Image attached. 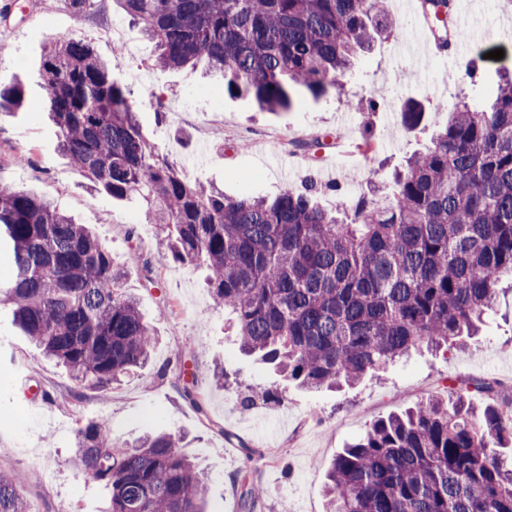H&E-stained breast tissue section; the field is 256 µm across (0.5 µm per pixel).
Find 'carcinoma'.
<instances>
[{"mask_svg": "<svg viewBox=\"0 0 512 512\" xmlns=\"http://www.w3.org/2000/svg\"><path fill=\"white\" fill-rule=\"evenodd\" d=\"M155 43L164 71L206 61L224 91L267 111L289 110L295 87L335 85L356 51L393 23L381 0H115ZM448 44L452 0H423ZM42 105L60 150L96 189L137 195L167 230L174 261L202 264L215 305L229 310L241 350L299 386L353 385L411 350L477 335L512 277V78L489 108L464 100L431 146L408 158L393 192L372 190L327 210L318 187L273 200L234 197L185 178L145 137L129 103L134 78L116 80L91 44L61 36L40 61ZM26 103L23 82L0 83V112ZM416 128L415 102L403 110ZM0 254L12 274L0 303L41 352L79 384L105 389L144 367L156 337L124 272L84 225L53 202L0 184ZM496 380H461L448 400L426 399L373 421L333 460L329 512H512V417ZM486 397L477 409L470 390ZM160 432L128 445L105 421L76 429L71 458L110 492L107 512H204L208 483ZM241 512L263 490L238 474ZM26 472L0 476V512H26Z\"/></svg>", "mask_w": 512, "mask_h": 512, "instance_id": "1", "label": "carcinoma"}]
</instances>
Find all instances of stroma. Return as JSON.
I'll list each match as a JSON object with an SVG mask.
<instances>
[{"label":"stroma","mask_w":512,"mask_h":512,"mask_svg":"<svg viewBox=\"0 0 512 512\" xmlns=\"http://www.w3.org/2000/svg\"><path fill=\"white\" fill-rule=\"evenodd\" d=\"M462 14L477 16L482 34L463 55L433 52L418 69L396 44L416 45L417 14L384 0L393 20L389 37L360 52L350 70L321 96L301 92L290 110L259 109L247 96L224 91L222 76L206 64L159 71L154 45L137 36L115 51L101 33L132 21L115 0H95L75 17L64 0H16L0 18V82L20 77L27 110L0 112V183L52 199L102 240L126 274V286L159 338L149 364L107 390L78 385L45 357L0 305V470L33 471L27 512H104L100 485L85 484L72 466L74 434L82 422L105 420L115 440L134 441L166 431L209 478L205 512H241L234 476L251 470L263 487L255 512H325L327 471L374 420L428 398L443 397L457 378L503 382L500 399L512 401V289L503 288L479 336L437 352L411 354L353 386L312 391L298 387L272 365L240 352L223 308L209 294L206 269L175 262L164 232L148 219L137 197L115 200L93 189L60 152L52 124L40 109L39 62L45 42L59 36L91 43L112 63L114 77L135 76L132 103L148 140L194 182L234 197H273L309 180L341 185L348 200L371 187H390L394 168L422 152L448 122L459 98L487 101L502 74H512V19L501 0H459ZM500 49L503 59L490 51ZM476 67V79L466 71ZM386 96L371 108L376 88ZM414 98L426 114L406 128L400 108ZM320 138L321 148L295 149L292 139ZM27 153L28 164L11 161ZM199 393L198 414L183 396ZM272 391L269 402L264 392ZM252 455H245V448Z\"/></svg>","instance_id":"35a3bbf8"}]
</instances>
